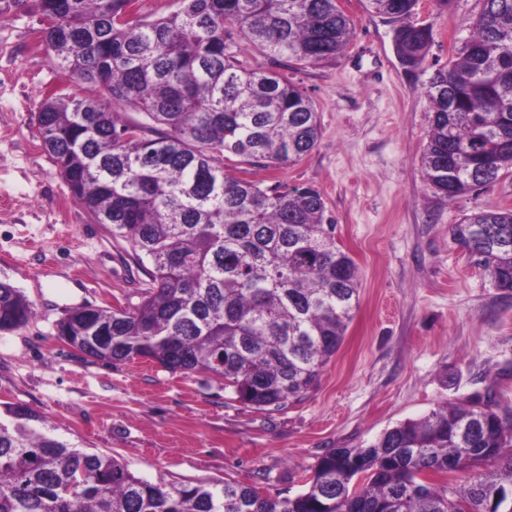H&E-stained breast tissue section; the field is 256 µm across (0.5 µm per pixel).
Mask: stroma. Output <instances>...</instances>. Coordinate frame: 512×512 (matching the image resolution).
<instances>
[{
  "instance_id": "obj_1",
  "label": "stroma",
  "mask_w": 512,
  "mask_h": 512,
  "mask_svg": "<svg viewBox=\"0 0 512 512\" xmlns=\"http://www.w3.org/2000/svg\"><path fill=\"white\" fill-rule=\"evenodd\" d=\"M341 7L354 29L344 51L292 74L316 109L317 146L280 168L233 161L252 181L317 189L362 275L359 307L317 387L264 411L212 375L107 363L58 338L69 310L138 303L150 278L47 158L35 114L65 78L33 0H0V281L31 305L25 325L0 332V402L46 415L57 435L150 482L229 481L264 496L302 492L329 449L367 445L443 402L489 392L512 408V295L492 288L451 232L477 204L512 208V173L448 201L420 169L423 87L467 37L479 0L446 11L420 0L414 20L433 42L415 71L395 54L394 22L366 0Z\"/></svg>"
}]
</instances>
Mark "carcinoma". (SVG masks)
Wrapping results in <instances>:
<instances>
[{
    "instance_id": "1",
    "label": "carcinoma",
    "mask_w": 512,
    "mask_h": 512,
    "mask_svg": "<svg viewBox=\"0 0 512 512\" xmlns=\"http://www.w3.org/2000/svg\"><path fill=\"white\" fill-rule=\"evenodd\" d=\"M36 2L54 64L85 89L42 102L43 149L94 222L152 266L139 303L77 308L58 335L96 360L209 373L259 410L305 397L343 343L359 270L318 190L224 170L228 154L286 166L320 137L312 101L288 74L237 65L229 27L244 47L297 69L336 58L350 19L337 0H180L151 22L125 18L128 0ZM366 2L398 23L401 65L422 67L432 30L412 21L419 0ZM480 2L456 57L423 88L421 171L449 201L512 171V0ZM117 104L161 132L122 121ZM452 235L494 288L512 293V209L479 204ZM29 313L0 282V331ZM98 335L106 340L92 342ZM489 460L497 467L473 470ZM0 512H512V411L490 397L446 403L366 447L327 451L302 492L270 498L240 483H151L7 404Z\"/></svg>"
}]
</instances>
